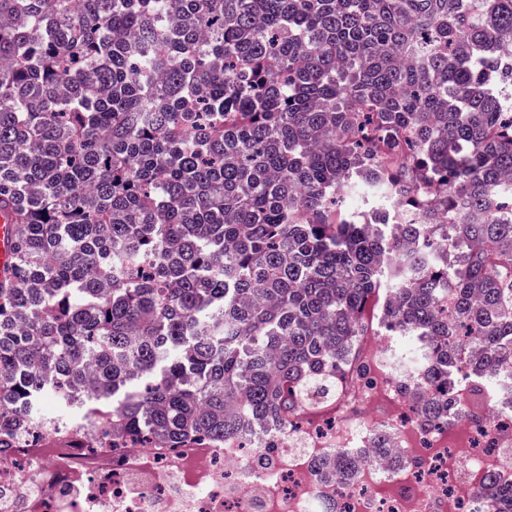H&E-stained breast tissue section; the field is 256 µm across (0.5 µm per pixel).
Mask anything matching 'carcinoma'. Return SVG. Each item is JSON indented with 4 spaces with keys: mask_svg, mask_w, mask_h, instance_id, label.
Here are the masks:
<instances>
[{
    "mask_svg": "<svg viewBox=\"0 0 512 512\" xmlns=\"http://www.w3.org/2000/svg\"><path fill=\"white\" fill-rule=\"evenodd\" d=\"M500 39L512 0H0V452L89 383L164 448L282 420L374 299L447 430L512 366ZM11 221V213L0 209V273L10 270L13 265L12 242L15 227Z\"/></svg>",
    "mask_w": 512,
    "mask_h": 512,
    "instance_id": "obj_1",
    "label": "carcinoma"
}]
</instances>
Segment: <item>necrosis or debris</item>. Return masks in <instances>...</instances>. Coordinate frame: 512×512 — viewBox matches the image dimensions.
<instances>
[{"mask_svg": "<svg viewBox=\"0 0 512 512\" xmlns=\"http://www.w3.org/2000/svg\"><path fill=\"white\" fill-rule=\"evenodd\" d=\"M391 345L379 331L357 337L356 365L369 381L343 372L309 409L258 425L213 446L192 439L181 448L124 444L111 426L77 419L69 429L42 416L0 460V512H498L497 489L512 485V370L487 377L484 408L472 415L470 384L456 393V415L469 443L446 448L439 433L409 415L424 391L420 372L390 366ZM397 448L403 467L362 456L379 439ZM354 459L344 482L320 461ZM396 491L377 496L378 484Z\"/></svg>", "mask_w": 512, "mask_h": 512, "instance_id": "necrosis-or-debris-1", "label": "necrosis or debris"}]
</instances>
